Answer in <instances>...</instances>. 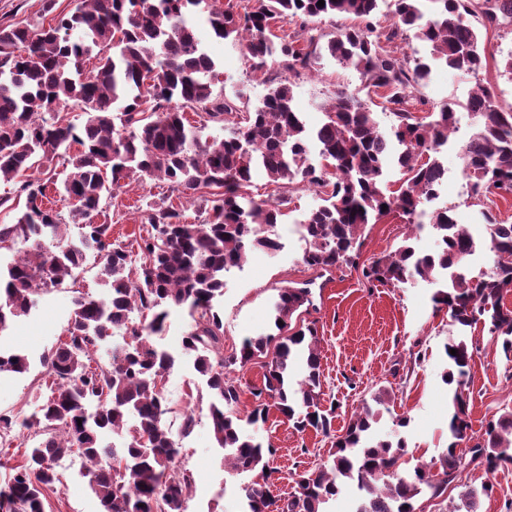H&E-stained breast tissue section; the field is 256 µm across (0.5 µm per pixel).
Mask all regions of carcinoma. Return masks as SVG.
<instances>
[{
	"label": "carcinoma",
	"instance_id": "obj_1",
	"mask_svg": "<svg viewBox=\"0 0 512 512\" xmlns=\"http://www.w3.org/2000/svg\"><path fill=\"white\" fill-rule=\"evenodd\" d=\"M74 9L48 26L0 27V179L20 180L24 206L13 224H0V249L17 245L20 256L0 266V333L13 319L28 315L42 295L59 288L83 268L87 253L102 262L110 294L97 299L75 291L65 340L44 354L52 379L50 394L30 417L0 414V438L17 428L32 431L24 462L0 484V512H45L47 492L60 483L57 459L76 454L100 512H185L193 474L174 465L177 451L164 426L169 408L162 390L176 358L159 349L161 332L173 308L191 317L182 339L184 353L206 378L213 437L224 461L237 473L259 472L241 485L244 512H325L346 485L357 491L354 512H417L423 494L438 498L469 466L493 473L512 464V411L487 422L474 436L466 388L474 353L462 338L444 345L449 387L448 448L437 470L427 465L401 475L404 438L378 434L384 414L392 415L391 392L380 388L363 400L340 434H332L336 408L319 409L320 340L316 323L291 331L289 321L310 304L311 289H278L273 304L275 332L244 339L224 356V323L214 304L224 295V277L242 268L256 251L274 253L282 244L273 229L285 216L288 188L307 183L319 188L324 204L304 221L302 262L331 271L357 266L363 229L372 219L399 213L410 235L394 252L362 268L363 277L395 287L410 280L435 286L436 311H448L460 330L479 323L501 340L512 359V224L497 221L485 202L512 196V110L477 86L463 107L476 119L461 146L469 197L484 207L482 237L457 222L452 207L427 211L438 198L447 173L438 154L455 132L458 104L429 109L418 117L410 101L429 78L432 65L479 75L488 50L471 23L495 25L512 18V0H387L395 22L376 19L382 0H253L244 15L216 5L218 0H75ZM205 13L215 35L240 48L245 64L262 71L281 59L298 76L324 56L358 71L380 92L383 110L394 121L379 126L362 100L339 91L324 105L325 121L307 129L294 106L293 89L281 80L262 102L233 120L235 107L215 92L218 64L202 45L194 16ZM353 17L364 26L336 28L325 38L313 34L316 18ZM277 22H295L288 38L272 33ZM424 42L429 58L391 54L386 44L407 34ZM94 57L96 69L83 63ZM85 115L78 126L64 112ZM197 119L192 121L187 112ZM231 126L223 137L202 138L209 124ZM64 168V197L78 237L67 232L59 211L44 204L47 184L34 171L54 162ZM396 165L402 183L387 189V169ZM282 189L273 200L257 199L248 187L255 168ZM158 179L171 192L207 213L202 224H185L167 197L147 205L143 220L151 231L141 238L140 265L112 240V225L94 222L104 198L125 180ZM438 249L421 253L411 243L425 228ZM490 253L488 265L473 272L467 260L479 244ZM147 312L149 321L133 314ZM126 330L124 344L112 347L106 362L96 353L112 331ZM457 350L452 355L450 350ZM306 353V373L293 393L286 390L290 366ZM264 359V384L250 391L254 407L234 410L241 385L232 368ZM29 361L0 352V374H24ZM275 406L299 432L312 429L333 437L332 460L296 475L294 491L273 494L268 458L275 449L245 434ZM147 438L145 447L104 442L108 433ZM472 441L459 447L463 439ZM492 485L463 486L461 506L452 512H478Z\"/></svg>",
	"mask_w": 512,
	"mask_h": 512
}]
</instances>
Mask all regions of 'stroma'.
I'll use <instances>...</instances> for the list:
<instances>
[{"mask_svg":"<svg viewBox=\"0 0 512 512\" xmlns=\"http://www.w3.org/2000/svg\"><path fill=\"white\" fill-rule=\"evenodd\" d=\"M43 3L44 0H0V27L48 25L74 7V0H55L53 12L47 13ZM198 29L204 32L203 44L223 71V94L235 100L239 111L261 102L267 92V77L289 78L287 70L276 65L268 73H252L244 64L238 45L207 35L206 24H199ZM482 36L491 52L487 68L476 77L445 67L433 68L420 90L428 104H462L481 83L494 91L498 105L512 108V76L502 67L503 59L512 54V22L500 21L484 29ZM291 80L294 105L302 112L308 128L323 122L321 104L331 102L341 90L367 100L381 127L392 123L391 115L382 111L379 97L367 88L365 79L330 58H323L314 73ZM473 122L470 112L462 108L457 111L456 132L442 152L448 177L438 202L454 207L458 222L475 230L482 216L468 196L459 149ZM168 192L167 184L158 180L123 182L113 191L107 208L113 240L136 251L146 232L143 209L147 202ZM320 203L319 194L295 186L289 214L275 228L281 249L272 255L255 252L242 269L227 275L224 295L216 303L224 321V352L229 355L238 350L246 337L271 332L270 303L278 288L293 282H310L313 304L308 310L296 312L291 324L299 327L312 322L318 328L320 400L323 405L336 407L334 430L347 425L362 399L385 387L393 392L394 414L409 420L404 431L406 467L437 464L448 446V387L442 379L446 369L444 345L456 329L446 312L433 310L431 288L426 283L393 287L367 282L359 268L324 272L305 266V242L295 223ZM407 233L404 221L393 215L367 225L362 234V264L396 250ZM99 270L98 257L88 256L75 288H59L44 295L36 311L17 319L0 336V344L27 354L30 360L28 373L0 377V413L28 417L36 410L38 387L47 378L41 358L64 337L75 291L96 298L107 294ZM190 323L187 311H172L165 330L154 338L160 348L178 356V363L164 384L174 425H181L185 412L195 415L193 431L182 440L179 461L180 467L191 471L195 478L186 512H241V477L225 466L223 453L215 446L206 382L194 370L191 359L180 353L181 339ZM467 341L474 360L466 393L472 429L478 433L492 416L512 410V362L506 360L500 342L483 326L472 328ZM249 432L256 439L273 444L276 453L270 465L276 470V480L272 491L281 496L291 492L296 472L325 463L333 451L330 438L312 430L297 432L274 409L266 423L250 427ZM461 481L474 486L492 484L493 491L482 498L479 512H512V465L492 474L484 467L473 466L462 474ZM45 512H98L79 465L62 470L60 484L46 495Z\"/></svg>","mask_w":512,"mask_h":512,"instance_id":"obj_1","label":"stroma"}]
</instances>
